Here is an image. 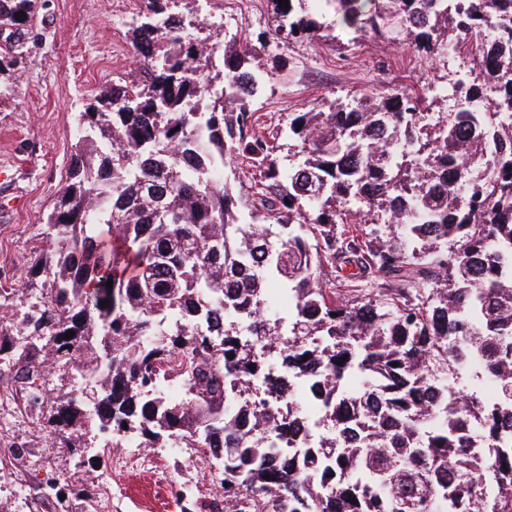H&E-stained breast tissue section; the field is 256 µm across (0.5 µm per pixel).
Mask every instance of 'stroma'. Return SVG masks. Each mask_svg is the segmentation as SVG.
<instances>
[{
  "label": "stroma",
  "mask_w": 512,
  "mask_h": 512,
  "mask_svg": "<svg viewBox=\"0 0 512 512\" xmlns=\"http://www.w3.org/2000/svg\"><path fill=\"white\" fill-rule=\"evenodd\" d=\"M143 9L141 0H38L21 39L0 27V57L16 58L0 73V290L9 294V312L22 314L40 298V282L29 278L33 247L67 178L81 136L78 114L93 90L136 68L127 32ZM284 59L254 102L258 114L316 109L333 97L384 96L447 73L411 49L371 37L349 52L339 43H296ZM150 454L148 465L113 469L109 512H181L179 493L194 502V512H211L215 489L202 480L209 467L202 453ZM72 474L68 450L50 443L45 416L0 401V507L94 512L89 503L35 495L34 486Z\"/></svg>",
  "instance_id": "1"
}]
</instances>
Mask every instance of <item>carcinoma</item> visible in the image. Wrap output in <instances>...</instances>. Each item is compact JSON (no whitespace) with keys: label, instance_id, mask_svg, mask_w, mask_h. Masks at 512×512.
Wrapping results in <instances>:
<instances>
[{"label":"carcinoma","instance_id":"1","mask_svg":"<svg viewBox=\"0 0 512 512\" xmlns=\"http://www.w3.org/2000/svg\"><path fill=\"white\" fill-rule=\"evenodd\" d=\"M179 2L147 0L136 70L78 115L31 270L48 292L19 316L30 340L0 341L15 395L78 468L86 404L48 395L45 368L95 367L99 425L222 455L228 512H512V37L452 0H270L275 24L242 31L219 69ZM486 2L511 33L512 0ZM34 7L0 0V22L19 32ZM390 11L424 59L480 42L495 65L469 67L476 108L434 114L449 96L407 87L358 101L355 123L340 98L284 124L257 114L242 81L274 76L270 43L386 39ZM230 162L247 185L222 178ZM260 375L305 431L294 448L270 400L238 399ZM290 378L305 389L286 393ZM39 493L91 499L70 479Z\"/></svg>","mask_w":512,"mask_h":512}]
</instances>
